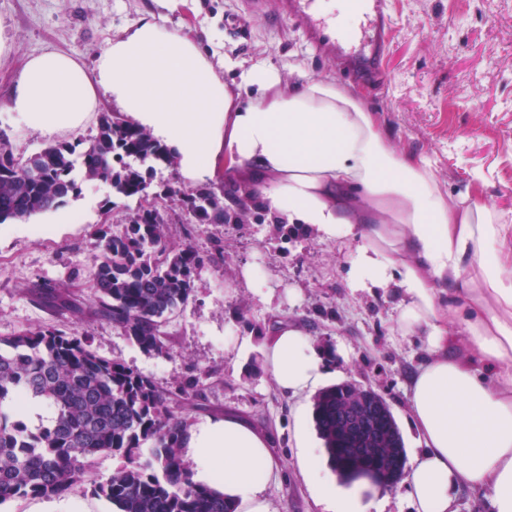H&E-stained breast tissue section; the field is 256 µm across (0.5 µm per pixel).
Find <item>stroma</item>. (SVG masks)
Returning a JSON list of instances; mask_svg holds the SVG:
<instances>
[{"label":"stroma","instance_id":"1","mask_svg":"<svg viewBox=\"0 0 512 512\" xmlns=\"http://www.w3.org/2000/svg\"><path fill=\"white\" fill-rule=\"evenodd\" d=\"M245 0H189L170 10L160 0H0V100L5 99L27 60L54 50L92 64L109 40L140 17L181 30L203 47L251 65L277 70L282 88L296 81V67L359 90L378 112L391 146L429 159L445 192L471 193L483 204L512 214V0H393L396 27L383 60L385 80L342 75L339 61L318 55L288 20H261L227 33V19ZM102 102L77 131L51 137L0 117V139L15 153L95 134ZM138 198L113 197L108 183L82 182L64 206L68 223L45 232L42 213L0 224V336L54 327L88 336L98 355L173 387L190 376L203 383V406L192 422L233 416L271 437L277 465L264 495L272 512H319L297 457V409L312 411L313 394L280 391L265 364V347L276 327H300L326 368V385L354 382L389 405L407 456L422 451L409 422L411 373L425 356L416 337L401 336L400 296L392 288L355 290L347 279L348 259L362 237L322 240L312 229L292 224L276 230L269 216L246 224L191 223L180 198L163 199L172 242L188 243L206 255L195 291L165 319L167 354L143 352L97 316L90 273L99 261L97 230L119 229L136 211ZM263 276L265 294L243 279L244 268ZM65 292L77 314L55 309L50 290ZM345 345L339 355L337 345ZM121 461L99 455L74 490L60 498L18 497L0 512H113L92 491Z\"/></svg>","mask_w":512,"mask_h":512}]
</instances>
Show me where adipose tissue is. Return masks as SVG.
I'll use <instances>...</instances> for the list:
<instances>
[{"mask_svg":"<svg viewBox=\"0 0 512 512\" xmlns=\"http://www.w3.org/2000/svg\"><path fill=\"white\" fill-rule=\"evenodd\" d=\"M237 71L235 99L224 73ZM270 65L238 66L154 15L109 41L93 70L53 50L31 57L0 112L51 135L80 129L99 98L168 148L188 180H225L287 224L322 239L361 236L351 288L398 286L397 323L427 357L409 379V413L424 444L407 485L416 512H455L458 490L486 488L492 512H512V225L505 213L446 194L430 160L392 148L379 116L353 88L298 72L278 88ZM462 329L452 335L449 316ZM265 357L277 387L295 395L326 378L304 331L278 329ZM269 438L232 419L190 428L195 482L223 491L237 512H271ZM301 468L324 512H374L317 464L306 430Z\"/></svg>","mask_w":512,"mask_h":512,"instance_id":"adipose-tissue-1","label":"adipose tissue"}]
</instances>
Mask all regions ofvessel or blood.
<instances>
[{
  "label": "vessel or blood",
  "mask_w": 512,
  "mask_h": 512,
  "mask_svg": "<svg viewBox=\"0 0 512 512\" xmlns=\"http://www.w3.org/2000/svg\"><path fill=\"white\" fill-rule=\"evenodd\" d=\"M315 0H279L277 11L265 8V0H251L249 15L269 20L285 16L302 28L309 45L321 55L337 56L358 63L374 76H381V62L392 36L390 0H357L362 9L358 37L337 35L327 16L313 9Z\"/></svg>",
  "instance_id": "vessel-or-blood-1"
}]
</instances>
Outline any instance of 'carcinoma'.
Instances as JSON below:
<instances>
[{
    "label": "carcinoma",
    "instance_id": "1",
    "mask_svg": "<svg viewBox=\"0 0 512 512\" xmlns=\"http://www.w3.org/2000/svg\"><path fill=\"white\" fill-rule=\"evenodd\" d=\"M173 160L150 132L116 112H103L86 141L50 145L18 156L0 141V224L55 209L79 191L78 179L103 180L117 197L143 196L156 167ZM194 224H242L254 202L224 209V188L185 195ZM92 273L96 313L148 354L166 352L163 319L185 304L205 259L173 246L159 203L139 207L122 230L98 229ZM194 377L175 390L120 362L99 356L86 336L53 327L0 337V504L22 496L62 497L96 456L125 459L94 487L116 512H235L224 494L197 483L182 456L188 412L201 397ZM47 404V423L28 424L17 407ZM378 397L347 383L320 391L313 419L329 461L346 480L379 467L382 479L402 473L404 442Z\"/></svg>",
    "mask_w": 512,
    "mask_h": 512
}]
</instances>
